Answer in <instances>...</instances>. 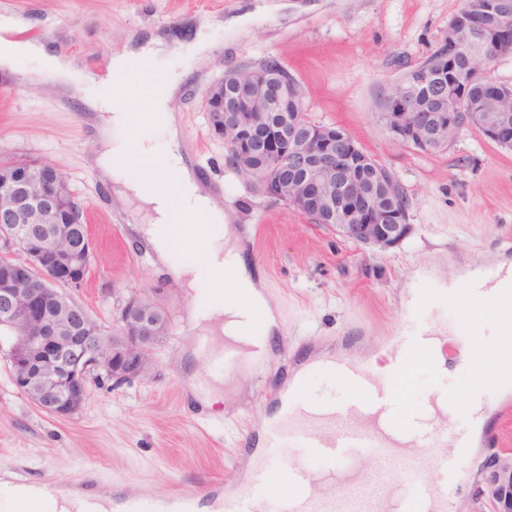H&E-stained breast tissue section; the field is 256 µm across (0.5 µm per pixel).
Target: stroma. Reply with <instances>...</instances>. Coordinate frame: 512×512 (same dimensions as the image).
Returning <instances> with one entry per match:
<instances>
[{
  "label": "stroma",
  "mask_w": 512,
  "mask_h": 512,
  "mask_svg": "<svg viewBox=\"0 0 512 512\" xmlns=\"http://www.w3.org/2000/svg\"><path fill=\"white\" fill-rule=\"evenodd\" d=\"M30 19L21 40L50 35L52 45L108 79V60L152 34L190 38L210 25L213 50L188 62V77L170 107L179 115L182 148L238 229L245 258L263 283L278 328L267 359L231 369L223 384L197 358L201 326L186 324L189 302L209 290L183 288L158 261L145 257L135 225L139 204L102 182L88 161L98 142L76 99L62 106L41 80L0 83V156L46 159L69 177L92 229L94 254L84 286L70 296L107 328L136 292L167 315L170 330L152 351L142 380L93 384L82 409L68 419L41 410L13 385L0 350V470L30 483L72 486L91 472L103 489L126 495H169L179 487L230 489L247 474L245 445H256L280 392L311 357L323 352L369 358L404 325L409 285L436 270L453 282L474 261L512 264V149L466 130L447 150L422 152L397 143L378 105L410 67L448 37L463 0H11ZM273 58L304 90L311 119L343 128L394 174L409 198V235L388 249L365 248L335 228L253 193L208 130L201 92L225 70ZM422 306L435 330L456 329L463 311L484 319L478 304L441 299L423 289ZM466 334L445 352V371L414 355L404 361L399 419L413 415L428 393L446 389L465 401L479 383L466 366ZM218 388L222 403L207 407L198 387ZM512 392L487 400L489 419L476 445L459 458L448 512H497L484 495L490 461H512Z\"/></svg>",
  "instance_id": "stroma-1"
}]
</instances>
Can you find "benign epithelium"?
<instances>
[{
  "mask_svg": "<svg viewBox=\"0 0 512 512\" xmlns=\"http://www.w3.org/2000/svg\"><path fill=\"white\" fill-rule=\"evenodd\" d=\"M464 19L448 22L445 56L468 57L464 83L487 81L484 53L457 35ZM281 84L256 80L241 66L202 93L210 133L224 140L236 167L254 173L250 189L301 214L336 222V230L362 246L389 248L409 232L408 212L381 204L362 185L358 145L342 128L309 123L291 112L270 137L258 138ZM448 111L426 116L405 95L390 97L381 122L399 144L430 151L451 147L465 127L478 126L499 146L512 147V117L488 101L467 111L458 88L438 87ZM69 177L48 160L0 162V325L7 330V356L16 389L57 418L80 411L91 384L102 378L130 382L150 372L152 347L168 334L166 314L144 293L123 306L108 330L58 286L86 281L94 244L85 210L70 203ZM486 484L501 512H512V465L490 467Z\"/></svg>",
  "mask_w": 512,
  "mask_h": 512,
  "instance_id": "1",
  "label": "benign epithelium"
}]
</instances>
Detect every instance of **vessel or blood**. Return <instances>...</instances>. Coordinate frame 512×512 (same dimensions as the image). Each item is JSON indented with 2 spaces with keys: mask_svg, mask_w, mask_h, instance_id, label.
Returning a JSON list of instances; mask_svg holds the SVG:
<instances>
[{
  "mask_svg": "<svg viewBox=\"0 0 512 512\" xmlns=\"http://www.w3.org/2000/svg\"><path fill=\"white\" fill-rule=\"evenodd\" d=\"M406 325L393 338L407 353L425 354L431 329L420 305L407 307ZM199 349L217 369H231L243 359L236 347L214 349L211 337H203ZM335 376L345 384L349 395L320 413H302L299 405L306 388L295 385L280 419L266 430L265 448L247 463L244 482L227 491H209L205 496L212 512H448L450 479L458 471L456 457L447 447L468 445L474 413L469 405L454 407L441 419L417 420L409 446L411 459L420 466L429 465L448 477L446 484L414 482L404 488L392 481L387 468H380L372 481H363L344 451L348 448H372L381 459L392 450L387 443L397 428L395 401L399 392L397 376L379 380L365 361L337 358ZM385 415L384 426L365 431L349 423L350 414ZM288 447L306 448L319 460L311 468L298 460L288 466V479L280 495L263 503L261 491L270 485L274 460ZM197 492L177 491L165 499L151 495L123 496L121 512H196Z\"/></svg>",
  "mask_w": 512,
  "mask_h": 512,
  "instance_id": "vessel-or-blood-1",
  "label": "vessel or blood"
}]
</instances>
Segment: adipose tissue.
I'll list each match as a JSON object with an SVG mask.
<instances>
[{
  "instance_id": "adipose-tissue-1",
  "label": "adipose tissue",
  "mask_w": 512,
  "mask_h": 512,
  "mask_svg": "<svg viewBox=\"0 0 512 512\" xmlns=\"http://www.w3.org/2000/svg\"><path fill=\"white\" fill-rule=\"evenodd\" d=\"M27 24V19L16 15L0 16L1 79L25 83L30 75L28 67L33 64L45 74L47 90L55 95L66 94L70 87L87 81L86 72L73 57L55 51L44 41L15 39V32ZM210 49L206 34L201 32L190 41L154 36L114 54L109 66L111 85L103 92H89L85 100L87 121L100 143L90 165L101 179L112 182L116 192L138 200L151 224L171 223L172 214L177 211L183 223L202 225L203 254L195 261L186 260L160 235L149 234L146 243L184 287H212V307L205 320L207 330L221 331L246 347L254 335L269 338L276 325L275 316L265 299L262 282L246 266L239 234L224 222L221 202L206 190L198 173L186 162L180 150L178 119L168 106L181 83L175 71L177 63L185 58H205ZM144 59L152 61L167 78L166 90L153 99L149 114L150 124L161 126L165 139L159 143L150 135H140L139 152L133 155L114 134L130 126L129 114L122 106V82ZM139 155L160 159L176 173L180 183L178 198L147 191L145 179L132 177L133 162Z\"/></svg>"
}]
</instances>
